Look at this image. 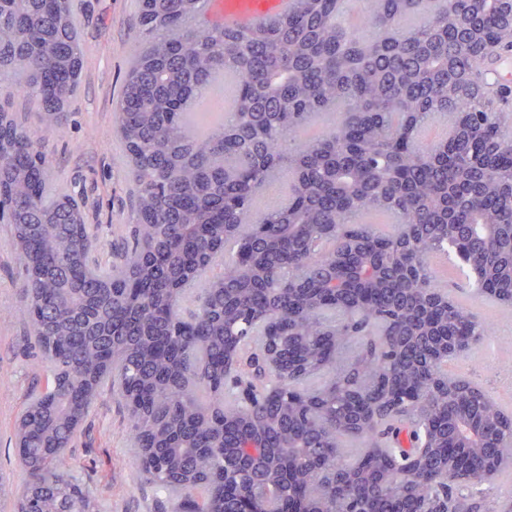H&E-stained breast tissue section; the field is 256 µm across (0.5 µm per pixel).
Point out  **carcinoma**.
Returning a JSON list of instances; mask_svg holds the SVG:
<instances>
[{"mask_svg": "<svg viewBox=\"0 0 512 512\" xmlns=\"http://www.w3.org/2000/svg\"><path fill=\"white\" fill-rule=\"evenodd\" d=\"M340 0H294L263 30L195 24L201 0H135L139 34L117 133L135 220L112 264L81 204L53 183L25 119L0 103V224L24 275L29 332L48 365L14 427L27 480L14 512H100L68 451L107 385L125 403L139 478L172 512H234L224 476L312 512H494L464 493L512 463V414L463 377L441 385L434 348L490 335L442 291L430 263L469 254L476 295L512 302V87L461 105L460 75L512 51L491 0H365L366 30L337 23ZM76 0H0V83L63 128L83 45ZM235 69L222 135L192 130L193 100ZM467 112L439 143L437 113ZM283 203L255 201L283 172ZM77 224H57L62 205ZM389 213L384 232L354 214ZM254 397L240 407L242 391ZM469 429L481 445L456 442ZM457 478L444 484L448 450Z\"/></svg>", "mask_w": 512, "mask_h": 512, "instance_id": "cac0c4a2", "label": "carcinoma"}]
</instances>
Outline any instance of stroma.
I'll return each mask as SVG.
<instances>
[{
	"label": "stroma",
	"instance_id": "35a3bbf8",
	"mask_svg": "<svg viewBox=\"0 0 512 512\" xmlns=\"http://www.w3.org/2000/svg\"><path fill=\"white\" fill-rule=\"evenodd\" d=\"M79 18L84 64L78 92L68 109L63 131H46L28 119L26 129L40 142L56 180L82 203L86 223L95 225L103 262L112 260V227L127 223L133 211L129 170L116 124L117 94L138 40L133 0H80ZM468 270L459 267L445 287L489 326L481 347L453 360L449 374L464 376L512 413V306L471 294ZM22 270L0 224V478L13 495L25 475L14 463V423L33 382L36 358L25 321ZM88 443L79 444L70 471L93 494L102 512H161L155 488L138 477L139 460L130 442L127 412L111 388H103L87 417Z\"/></svg>",
	"mask_w": 512,
	"mask_h": 512
}]
</instances>
